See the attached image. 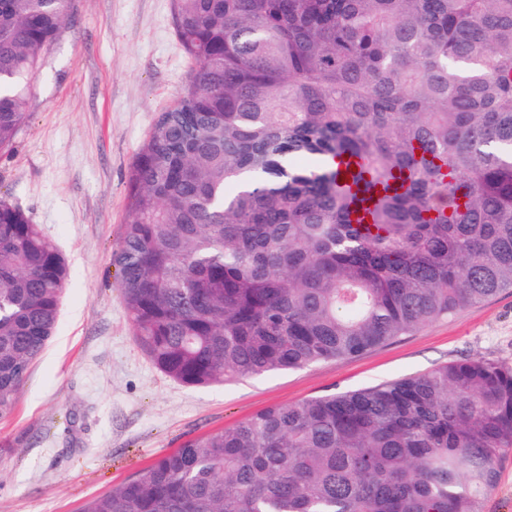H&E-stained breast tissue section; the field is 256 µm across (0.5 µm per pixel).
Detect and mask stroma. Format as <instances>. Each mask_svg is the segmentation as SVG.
<instances>
[{
    "instance_id": "35a3bbf8",
    "label": "stroma",
    "mask_w": 512,
    "mask_h": 512,
    "mask_svg": "<svg viewBox=\"0 0 512 512\" xmlns=\"http://www.w3.org/2000/svg\"><path fill=\"white\" fill-rule=\"evenodd\" d=\"M193 66L171 0H71L29 117L0 153V198L65 255L48 347L0 420V512H80L187 440L278 404L423 374L464 358L512 366V291L354 358L190 387L139 348L112 253L135 153Z\"/></svg>"
}]
</instances>
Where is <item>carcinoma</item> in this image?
<instances>
[{"instance_id":"1","label":"carcinoma","mask_w":512,"mask_h":512,"mask_svg":"<svg viewBox=\"0 0 512 512\" xmlns=\"http://www.w3.org/2000/svg\"><path fill=\"white\" fill-rule=\"evenodd\" d=\"M172 6L196 66L135 155L112 254L162 373L196 387L352 358L512 289V0ZM67 9L0 0V151ZM342 154L414 180L354 224ZM68 275L0 199V420ZM507 451L512 367L463 359L264 408L82 512H483Z\"/></svg>"}]
</instances>
